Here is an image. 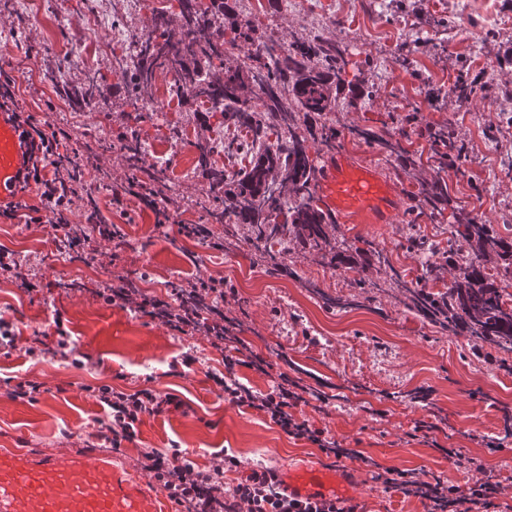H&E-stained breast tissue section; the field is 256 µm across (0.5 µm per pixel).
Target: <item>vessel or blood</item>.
Segmentation results:
<instances>
[{
    "instance_id": "1",
    "label": "vessel or blood",
    "mask_w": 512,
    "mask_h": 512,
    "mask_svg": "<svg viewBox=\"0 0 512 512\" xmlns=\"http://www.w3.org/2000/svg\"><path fill=\"white\" fill-rule=\"evenodd\" d=\"M37 141L25 136L11 105L0 106V209L17 202L28 168L39 163ZM315 192L332 214L390 222L400 205L396 186L345 151L325 154ZM289 497L311 502L350 499L353 470L300 464L278 472ZM0 512H172L166 499L147 491L111 457H90L87 449L66 454L0 448Z\"/></svg>"
}]
</instances>
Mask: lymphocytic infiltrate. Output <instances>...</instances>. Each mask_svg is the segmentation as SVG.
<instances>
[{
    "label": "lymphocytic infiltrate",
    "instance_id": "obj_1",
    "mask_svg": "<svg viewBox=\"0 0 512 512\" xmlns=\"http://www.w3.org/2000/svg\"><path fill=\"white\" fill-rule=\"evenodd\" d=\"M45 106V113L30 112L22 116L29 133L35 134L40 141L42 162L33 166L27 177L36 186L43 205L26 208L18 202L0 211V216L7 219L19 217L27 224L50 225L57 230L59 240L78 249L81 259L90 262L97 254L91 246L93 237L77 235L68 216L77 201L90 199L86 176L98 172L99 167L90 161L80 164L84 176L79 180L68 174L71 157L59 150L61 139L67 138L68 133L47 119L48 112L55 109L54 100H46ZM130 197L143 208L153 211L157 223H169L171 215L164 198L147 178L145 168L128 169L122 183L112 189V202L116 206H123ZM235 292V286L229 281L200 278L191 283L189 292L175 290L172 300L166 301L147 295L138 288L135 279L121 275L115 283L100 289L98 296L105 303L160 322L177 334H202L219 348L227 341L234 325L233 320L227 319L220 302ZM216 383L230 403L265 412L289 435L318 445L326 456H346V449L340 448L337 442L327 440L322 431L295 418L293 411L303 397L292 391L288 382L278 383L272 392L262 396L255 395L239 382H229L222 377L217 378ZM98 399L109 407L110 415L100 421L97 437L116 449L122 442L134 438L141 415L162 413L165 407L174 403L172 397L147 388L128 394L104 386L98 390ZM142 457L144 471L183 512H365L363 505L354 501L320 507L301 504L288 497L277 473L268 467L251 468L244 481L225 486V472L241 467L242 462L221 451L215 453L212 465L206 470L196 468L186 451L177 447L165 453L148 448ZM385 483L403 494H418L426 500L429 512H441L445 507L451 512H500L497 498L503 489L487 479H478L464 497L444 480L418 482L411 473L404 471L397 477L386 478Z\"/></svg>",
    "mask_w": 512,
    "mask_h": 512
}]
</instances>
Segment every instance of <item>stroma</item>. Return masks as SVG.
<instances>
[{
  "label": "stroma",
  "mask_w": 512,
  "mask_h": 512,
  "mask_svg": "<svg viewBox=\"0 0 512 512\" xmlns=\"http://www.w3.org/2000/svg\"><path fill=\"white\" fill-rule=\"evenodd\" d=\"M241 18L254 20L259 34L281 45L315 36L346 49L345 82L324 121L341 132L342 150L375 165L404 196V207L389 224H339L336 236L354 261L369 250H385L407 279L424 278V256L409 248L423 237L448 245L450 213L417 212L418 182L436 169L424 139L404 147L422 157L419 168L387 161L378 146L353 140V127L379 134L396 130L397 114L417 111L427 125L454 124L467 160L449 172L448 193L466 213L512 237V0H315L310 11L291 0L271 9L267 0H237ZM177 0H0V67L18 77L16 100L23 111L43 110L58 86L79 88L87 74L97 90L81 110L57 100L51 123L71 136L70 147L96 158L109 175L91 193L102 216L128 242L119 260L101 243L96 263L79 261L59 249L49 226L0 218V249H6L34 278L30 288L0 275V316L13 324L16 348L0 352V448H33L59 453L90 448L105 453L94 433L109 409L94 388L151 389L180 401L158 415H142L132 440L114 456L137 469L147 448L179 445L199 469L227 450L244 466L224 480H244L252 464H327L317 445L288 435L266 413L225 401L214 379L224 376V352L206 337H179L160 324L105 304L97 292L115 275L131 274L142 291L164 300L173 288L214 277L234 284L237 297L224 302L234 334L249 352L265 358L268 372L236 367V380L253 393H267L279 373L307 388L306 403L294 410L311 428L351 449L346 460L356 475L352 498L367 512H425L419 497L387 487L380 473L408 471L423 481L447 480L467 493L478 474L456 465L451 453L480 459L488 474L512 497V452L498 451L506 418L512 417V373L493 370L469 356L471 341L436 333L407 311L390 288V273L332 269L326 258L293 237L256 253L249 225L226 217L210 224L208 181L197 166L198 140L219 143V113L175 93L173 73L157 69L155 110L132 97L118 61L133 40L150 35L154 18L176 14ZM99 13L98 39L111 44L105 60H88L86 19ZM461 80L493 85V93L458 99ZM136 133L144 166L162 177L160 189L174 223L157 227L151 211L112 205V185L121 181L127 159L118 133ZM210 224L221 249L187 236L186 224ZM381 283L361 288L360 278ZM355 297L358 308L339 309L325 295ZM65 330L90 355L83 367L53 358L49 350ZM40 338L44 354L26 352ZM193 364H183L184 353ZM40 384L30 402L11 396L17 383ZM428 434H415L418 423Z\"/></svg>",
  "instance_id": "stroma-1"
}]
</instances>
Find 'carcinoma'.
<instances>
[{
	"instance_id": "carcinoma-1",
	"label": "carcinoma",
	"mask_w": 512,
	"mask_h": 512,
	"mask_svg": "<svg viewBox=\"0 0 512 512\" xmlns=\"http://www.w3.org/2000/svg\"><path fill=\"white\" fill-rule=\"evenodd\" d=\"M230 15L228 0H210L207 7L199 0H179L176 19L159 14L154 35L136 42L125 55L122 71L130 76L131 93L145 103L154 100L155 71L166 67L177 76L180 97L209 101V111L221 113L224 129L245 133L251 159L232 174L212 164L213 147L208 141L196 143L198 168L208 180V198L224 205L210 210L215 223H224L228 215L238 224L250 225L252 246L258 252L291 234L303 246L322 251L331 267L349 265L350 256L332 233L336 224L315 198L316 165L308 154L309 139L315 137L309 120L335 107L334 91L344 84L346 49L321 39L297 40L281 47L257 34L249 20L234 23V36L226 40L224 18ZM237 51L245 53L249 62L220 70L211 67L213 59L222 60ZM246 87L259 99V106L240 95ZM96 88V76L90 74L80 91L67 92L65 97L79 110ZM396 124L402 136L424 139L438 162V175L418 183L417 209L431 215L445 210L450 203L448 182L440 172L448 167V152H455L458 160L466 153L454 125L423 129L415 112L397 117ZM350 134L368 144L379 143L389 158H405L414 164L397 140L362 128H353ZM448 234V250L442 253L426 239L411 240L413 247L438 257L427 264L429 279L440 282L453 270L444 290L435 293L419 280H405L393 271L382 249L371 251L369 265L392 270L391 288L406 309L441 334L475 342L476 358L506 367L512 356V294L508 292L512 238L469 216L462 223L448 225ZM458 238L467 242L468 253L454 248ZM491 260L502 268L496 276L486 272L485 263Z\"/></svg>"
}]
</instances>
